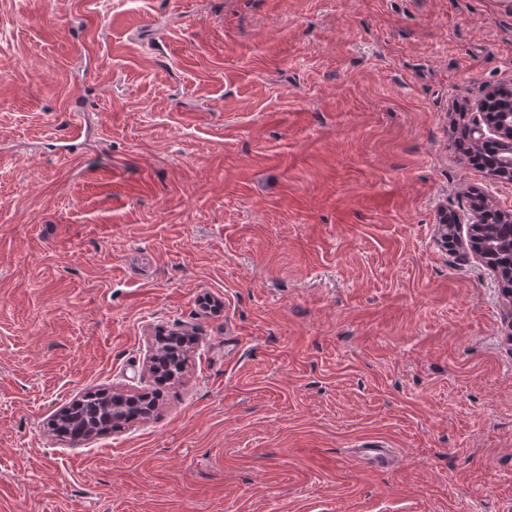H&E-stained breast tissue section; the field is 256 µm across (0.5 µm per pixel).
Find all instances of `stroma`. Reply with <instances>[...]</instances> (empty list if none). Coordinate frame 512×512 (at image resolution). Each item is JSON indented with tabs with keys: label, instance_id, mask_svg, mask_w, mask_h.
I'll list each match as a JSON object with an SVG mask.
<instances>
[{
	"label": "stroma",
	"instance_id": "1",
	"mask_svg": "<svg viewBox=\"0 0 512 512\" xmlns=\"http://www.w3.org/2000/svg\"><path fill=\"white\" fill-rule=\"evenodd\" d=\"M497 87L512 0H0V512H512V299L435 243L512 209ZM103 389L155 409L54 436ZM479 112L471 120V128L477 143L495 140L501 151L499 156L506 171L512 170V105L505 104L498 112L485 109L481 104ZM456 146L463 155L476 167L486 169L490 175H493L500 169L497 149L494 146H475L469 137L468 129L465 125L458 128ZM157 341V357L152 373L160 383L174 384L181 378L195 338L187 334L169 333L166 336H158ZM381 443L368 440L357 448L358 457L375 469H386L393 465L394 458L389 448H382Z\"/></svg>",
	"mask_w": 512,
	"mask_h": 512
}]
</instances>
